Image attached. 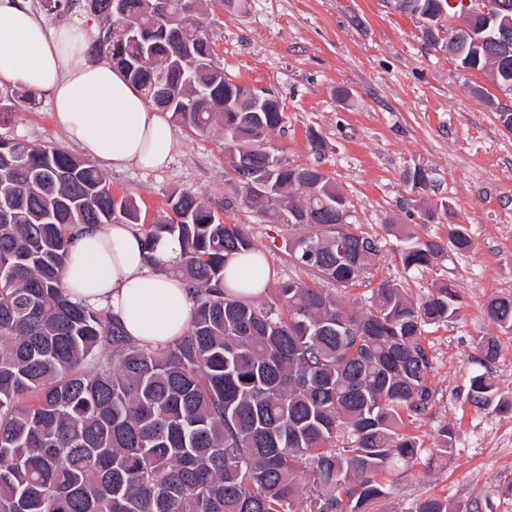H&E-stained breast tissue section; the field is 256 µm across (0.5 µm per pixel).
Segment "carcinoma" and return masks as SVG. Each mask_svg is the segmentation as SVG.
I'll return each mask as SVG.
<instances>
[{
    "label": "carcinoma",
    "instance_id": "carcinoma-1",
    "mask_svg": "<svg viewBox=\"0 0 512 512\" xmlns=\"http://www.w3.org/2000/svg\"><path fill=\"white\" fill-rule=\"evenodd\" d=\"M469 31L445 41L465 69L498 67L501 23L484 0H415ZM82 0L99 22L98 54L157 108L192 133L219 130L230 166L246 154L267 175L258 192L238 179L243 208L266 224L291 213L292 264L347 289L381 250L339 219L348 198L327 174L259 151L284 112L253 111V88L225 82L213 59L210 0ZM13 94L0 92V512H368L388 494L382 473L420 458L406 423L432 399L424 327L454 318L460 298L443 283L423 302L383 281L370 309L301 280L268 301L221 292L229 257L258 247L186 190L169 213L143 226L147 241L175 236L179 272L194 288L183 336L162 349L124 336L103 311L60 286L67 245L80 224L141 222L130 195L112 194L90 161L12 134ZM407 269L430 265L442 239L396 226ZM488 317L512 326V300ZM477 408H512L483 374L471 380ZM348 434L349 445L336 447ZM414 512H455L427 497Z\"/></svg>",
    "mask_w": 512,
    "mask_h": 512
}]
</instances>
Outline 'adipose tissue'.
<instances>
[{
    "mask_svg": "<svg viewBox=\"0 0 512 512\" xmlns=\"http://www.w3.org/2000/svg\"><path fill=\"white\" fill-rule=\"evenodd\" d=\"M88 32L82 23L48 22L29 0H0V89L44 96L67 144L105 168L163 167L176 145L169 122L98 58ZM181 253L172 236L146 243L136 224L83 225L68 246L61 285L74 300L105 311L131 341L161 349L183 336L194 307L175 271ZM269 280L264 255H236L223 286L251 299Z\"/></svg>",
    "mask_w": 512,
    "mask_h": 512,
    "instance_id": "adipose-tissue-1",
    "label": "adipose tissue"
}]
</instances>
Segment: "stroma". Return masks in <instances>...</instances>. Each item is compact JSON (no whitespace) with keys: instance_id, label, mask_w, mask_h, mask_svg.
Returning <instances> with one entry per match:
<instances>
[{"instance_id":"obj_1","label":"stroma","mask_w":512,"mask_h":512,"mask_svg":"<svg viewBox=\"0 0 512 512\" xmlns=\"http://www.w3.org/2000/svg\"><path fill=\"white\" fill-rule=\"evenodd\" d=\"M211 12L214 59L225 75L271 91L284 107L286 123L269 137V149L335 179L352 203L353 224L382 241L363 283L345 292L349 309H360L384 280L416 302L445 281L460 295L458 315L427 327L422 339L433 397L406 428L421 444L420 458L384 473L390 494L371 512H411L429 496L448 500L455 512H512V411L477 409L469 400L479 374L512 397V327L486 314L491 298L512 299V132L496 117L497 106L512 98L495 90L488 73L456 66L394 0H240L231 9L213 0ZM13 130L28 141L64 143L43 101H20ZM311 130L321 151L307 142ZM173 134L166 167L107 171L113 194L135 196L149 224L166 211L168 193L192 191L225 223L246 226L272 282L316 279L284 254L285 227L232 207L236 191L222 136L179 126ZM418 167L430 174L427 189L405 179ZM390 224L409 225L423 239H445L460 227L471 246L446 247L427 268L409 270L399 240L386 231ZM484 336L498 343L494 360L477 349ZM445 427L453 432L448 458L438 447Z\"/></svg>"}]
</instances>
